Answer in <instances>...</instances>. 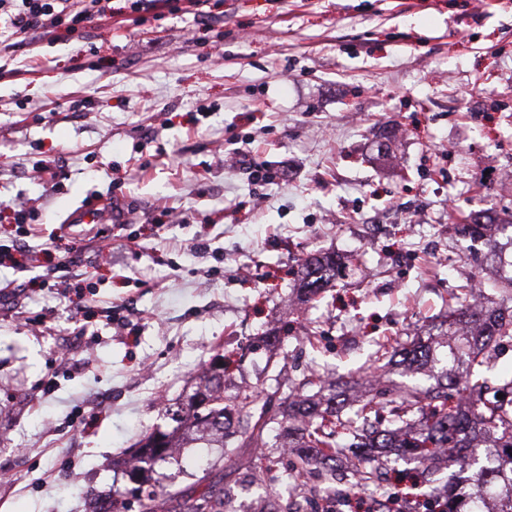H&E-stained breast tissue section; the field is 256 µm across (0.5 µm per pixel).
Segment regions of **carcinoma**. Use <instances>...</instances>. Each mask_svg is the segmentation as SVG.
Here are the masks:
<instances>
[{
	"label": "carcinoma",
	"mask_w": 512,
	"mask_h": 512,
	"mask_svg": "<svg viewBox=\"0 0 512 512\" xmlns=\"http://www.w3.org/2000/svg\"><path fill=\"white\" fill-rule=\"evenodd\" d=\"M300 277L306 296L320 295L336 280V255L306 260ZM440 332L450 338L448 355L442 361L421 339L407 350L380 344L375 352L377 362L386 359L392 363L401 357L400 363L410 372L440 364L435 385L417 381L399 390L384 405L371 399L345 422L334 392L327 394L324 408L304 396L307 387L314 384L312 379L295 385L296 396L305 406L289 400L288 414L280 420L268 415L267 404L260 402L259 392L251 388L224 399V390L220 389L224 384V355L219 352L189 400L178 403L172 417L180 427L197 431L200 424L208 422L221 441L230 428L257 438L274 431L280 447L294 449L295 471L300 480L317 461L328 464L336 459L339 427L357 440V448L408 449L428 475L436 460L448 456L473 467L477 484L469 492L451 484L445 489L433 488L431 497L439 505V512H486L484 504L490 498L497 503L493 512H512V379L495 390L509 397L505 407L498 398L486 397V382L472 377V369L488 363L494 348L503 341H512V315L505 318L491 308H473L467 294L454 295L449 302L448 320L441 324ZM415 423L422 425L420 431L407 432ZM483 431L495 433L494 439L481 453H469ZM174 447L170 434L154 432L140 442L133 461L164 460ZM144 510L228 512L224 482H214L196 497L154 491L148 495Z\"/></svg>",
	"instance_id": "carcinoma-1"
}]
</instances>
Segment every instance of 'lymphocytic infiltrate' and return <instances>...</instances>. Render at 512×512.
<instances>
[{"instance_id":"lymphocytic-infiltrate-1","label":"lymphocytic infiltrate","mask_w":512,"mask_h":512,"mask_svg":"<svg viewBox=\"0 0 512 512\" xmlns=\"http://www.w3.org/2000/svg\"><path fill=\"white\" fill-rule=\"evenodd\" d=\"M211 0H0V79L13 76L11 64L18 47L27 40L49 41L84 36L96 21L114 17L142 25L148 19L170 14L204 16Z\"/></svg>"}]
</instances>
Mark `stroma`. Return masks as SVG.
Returning <instances> with one entry per match:
<instances>
[{
  "label": "stroma",
  "mask_w": 512,
  "mask_h": 512,
  "mask_svg": "<svg viewBox=\"0 0 512 512\" xmlns=\"http://www.w3.org/2000/svg\"><path fill=\"white\" fill-rule=\"evenodd\" d=\"M15 65L0 80V244L21 210L44 252L0 280L52 285L0 298V512H92L115 487L118 512H142L128 452L174 429L169 408L215 346L234 352L226 385L285 395L322 370L352 408L410 380L376 369L377 338L444 352L434 330L458 286L482 277L487 305L512 311V280L458 231L512 215V182L491 174L512 167V0H216L206 19L23 46ZM241 151L277 180L253 181ZM101 197L107 263L68 221ZM326 253L336 285L304 301L297 272ZM182 439L145 465L150 485L220 478L237 512H267L230 454Z\"/></svg>",
  "instance_id": "35a3bbf8"
}]
</instances>
